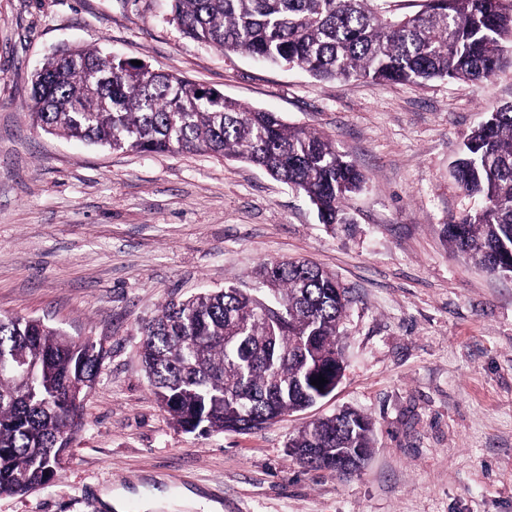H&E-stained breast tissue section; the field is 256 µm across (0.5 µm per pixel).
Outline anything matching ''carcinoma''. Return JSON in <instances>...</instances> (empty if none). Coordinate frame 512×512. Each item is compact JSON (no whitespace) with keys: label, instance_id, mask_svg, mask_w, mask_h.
<instances>
[{"label":"carcinoma","instance_id":"carcinoma-1","mask_svg":"<svg viewBox=\"0 0 512 512\" xmlns=\"http://www.w3.org/2000/svg\"><path fill=\"white\" fill-rule=\"evenodd\" d=\"M190 38L287 65L316 79L476 82L512 60V0H170ZM29 108L47 134L151 154L239 159L303 193L320 223H349L346 200L366 178L330 138L290 126L173 74L101 48L63 49L32 79ZM452 177L481 206L448 225L455 248L486 270H512V102L482 114ZM349 291L306 261H271L251 289L226 286L171 300L143 328L151 391L188 432L244 433L305 410L336 389ZM103 347L42 320L0 316V495L56 477L82 427ZM322 376L323 389L312 385ZM299 460L336 470V452L373 447L368 417L344 410L289 439Z\"/></svg>","mask_w":512,"mask_h":512}]
</instances>
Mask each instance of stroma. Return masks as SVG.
Wrapping results in <instances>:
<instances>
[{"label": "stroma", "instance_id": "1", "mask_svg": "<svg viewBox=\"0 0 512 512\" xmlns=\"http://www.w3.org/2000/svg\"><path fill=\"white\" fill-rule=\"evenodd\" d=\"M101 47L327 135L366 176L327 229L265 171L209 154L115 152L37 129L31 79L59 47ZM512 65L479 84L320 81L186 38L169 0H0V315L42 320L106 358L49 486L0 512H512V278L446 226L478 208L449 170ZM307 259L352 302L336 390L245 434L181 429L150 391L141 325L170 298ZM352 408L374 425L363 469L300 465L289 438Z\"/></svg>", "mask_w": 512, "mask_h": 512}]
</instances>
